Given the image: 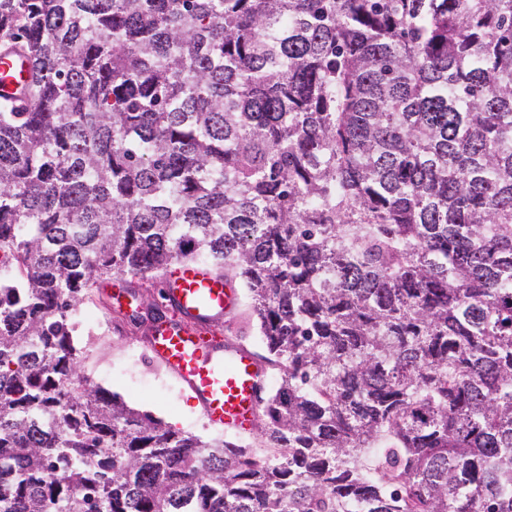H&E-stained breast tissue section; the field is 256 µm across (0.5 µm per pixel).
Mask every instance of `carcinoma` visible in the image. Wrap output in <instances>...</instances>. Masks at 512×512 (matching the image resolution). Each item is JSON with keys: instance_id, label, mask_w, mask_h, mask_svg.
<instances>
[{"instance_id": "1", "label": "carcinoma", "mask_w": 512, "mask_h": 512, "mask_svg": "<svg viewBox=\"0 0 512 512\" xmlns=\"http://www.w3.org/2000/svg\"><path fill=\"white\" fill-rule=\"evenodd\" d=\"M0 512H512V0H0ZM234 273L253 432L84 377L93 286ZM18 54L9 49L0 51V82L4 76L8 88H13L16 83L22 82L28 76L27 62Z\"/></svg>"}]
</instances>
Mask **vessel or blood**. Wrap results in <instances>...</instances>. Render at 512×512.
I'll return each instance as SVG.
<instances>
[{"instance_id": "vessel-or-blood-1", "label": "vessel or blood", "mask_w": 512, "mask_h": 512, "mask_svg": "<svg viewBox=\"0 0 512 512\" xmlns=\"http://www.w3.org/2000/svg\"><path fill=\"white\" fill-rule=\"evenodd\" d=\"M27 75L24 57L0 51V77L7 86ZM159 286L168 313L152 328L148 356L188 389L212 428L247 433L267 371L252 351L225 344L219 334L225 314L238 305L237 289L223 273L195 262L170 267Z\"/></svg>"}]
</instances>
